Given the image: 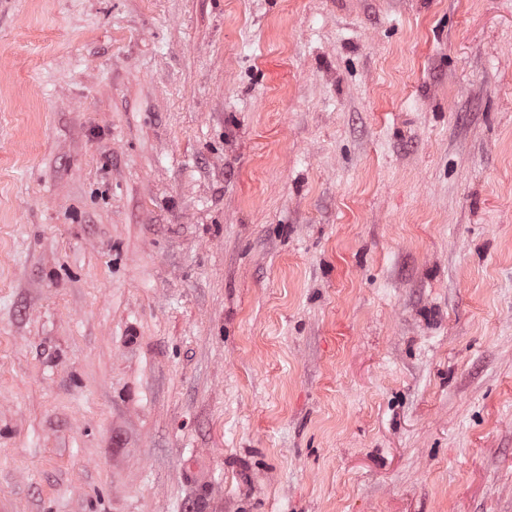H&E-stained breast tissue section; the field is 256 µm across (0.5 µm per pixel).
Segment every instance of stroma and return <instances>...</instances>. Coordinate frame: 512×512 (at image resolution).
I'll return each mask as SVG.
<instances>
[{"mask_svg":"<svg viewBox=\"0 0 512 512\" xmlns=\"http://www.w3.org/2000/svg\"><path fill=\"white\" fill-rule=\"evenodd\" d=\"M0 512H512V0H0Z\"/></svg>","mask_w":512,"mask_h":512,"instance_id":"1","label":"stroma"}]
</instances>
